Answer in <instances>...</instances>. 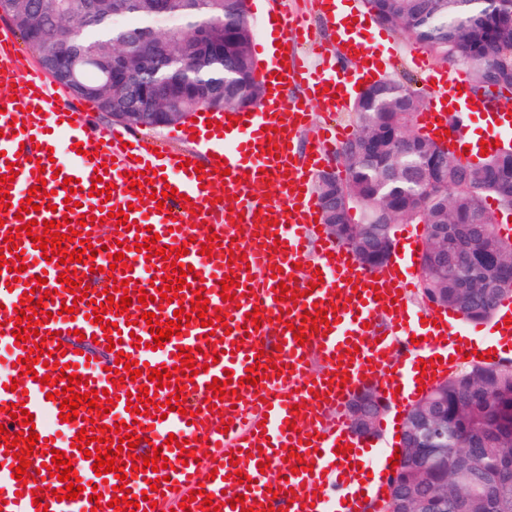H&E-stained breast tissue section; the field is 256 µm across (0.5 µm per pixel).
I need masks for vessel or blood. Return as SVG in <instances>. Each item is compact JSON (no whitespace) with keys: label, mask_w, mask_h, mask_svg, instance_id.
Wrapping results in <instances>:
<instances>
[{"label":"vessel or blood","mask_w":512,"mask_h":512,"mask_svg":"<svg viewBox=\"0 0 512 512\" xmlns=\"http://www.w3.org/2000/svg\"><path fill=\"white\" fill-rule=\"evenodd\" d=\"M349 0H313L317 16L331 22L336 29L338 54L357 55L360 69L357 77L371 82L380 75L379 58L373 46L361 40L363 22L346 14ZM270 36L276 48L258 45V54L268 55L271 64L257 71L256 77L269 85L264 101L255 108L242 110L236 126L211 128L204 149L191 147L190 131H181L179 140L186 149L155 154L153 141L133 133L101 129L92 124L91 108H80L56 99L44 72L34 68L19 72L15 67L12 38L0 35V175L15 171L13 182L1 189L8 192L7 202H0V249H7L6 236L19 227L16 213L24 205L28 191L37 184V159H44L46 188L49 197L43 207L26 213L32 221L31 237L23 238L19 250L23 259L11 260L0 267V350L10 362L9 372L0 375V425L17 435V420L9 416L11 404L25 405L33 416L40 439L32 451L31 462L37 475L27 483L14 476L19 462L6 442L0 441V512H91L89 500L101 493L102 512H116L109 502L117 481L114 473L106 477L93 474L94 457L85 456L74 445L81 429L98 424L99 437L119 422L139 423L135 437V457L152 456L161 448L168 459V480H158L156 472L132 470L124 466L123 483L128 500L137 502L141 512H177L189 492L202 489L210 493L220 512H233L230 501L244 496L246 507L253 512H358L368 497L383 500L387 489L389 454L383 448L382 435L360 436L350 428L348 405L365 388H375L386 402L400 404L414 397L420 384H432L447 366L437 363L434 371L420 372L417 365L444 350L453 359L462 354L490 353L492 358L512 352V298L497 309V329L474 326L471 335L455 330L451 316L426 312L418 327H411L409 292L416 288L414 248L405 247L376 271L364 270L353 251L338 242H330L325 250L311 252L318 233L320 213L314 193V179L323 167L328 145L346 136V129L324 131L312 155L299 156L292 143L309 124L312 108L324 112L338 111L348 92V80L338 73H321L308 65L309 56H324L328 50L314 40L306 18H277L270 24ZM436 88L429 105L420 112L416 123L437 141L463 149L467 145V120L480 105L469 95L459 93L466 84L464 74H436ZM299 85L304 95L289 99L286 86ZM20 119L24 129L13 130L10 122ZM276 145V153H268V145ZM225 161L230 173H215L217 161ZM159 170L163 179L155 181L156 189L170 186L179 195L166 199L164 205L155 200L136 202L130 188L129 172ZM79 179L75 193L62 189L63 178ZM114 183L110 196H90L96 179ZM277 191L269 198L265 185ZM73 197L76 208H67L66 197ZM128 214L127 224L116 223L115 212ZM56 220L60 233L70 228L85 227V241H73V249L82 243L95 250L84 253L81 263L58 265L46 262L41 250L35 249L33 237L42 235L43 221ZM245 225V235L231 237L230 229ZM158 233L159 246L175 249L186 246L180 255L182 265L193 266L198 280L184 300L193 301L194 289H202L211 306L217 307L221 322L203 326L199 317H191L178 336L164 342L162 349H149L153 336L149 325L129 326L128 316L143 311L162 313L171 320L179 302L158 303L154 297L162 286V256L145 257L136 251L125 252L124 261L131 269L124 278L132 283L128 295L133 300L128 315L108 311L107 320L118 329L104 334L91 317L92 307L86 301H75L78 292L97 298L103 290L114 287V280L102 273L108 254L120 252V242L147 238ZM218 236L220 243L212 256L201 253L208 235ZM238 261H230V253ZM78 273L83 281L75 292L61 290L59 274ZM46 275V285L37 286L36 297L53 291L54 298L45 301V311L34 314L38 332L28 342L18 343L13 334L16 310L30 278ZM235 279V300H222L220 282ZM290 288V300H281L278 284ZM147 289L152 300L138 303L140 289ZM183 300V301H184ZM76 302L78 311L62 312L65 302ZM335 306L336 315L329 321H317L315 330L307 331L303 342H296L293 330L304 323V313ZM260 309L259 323L246 319L248 312ZM140 336L143 348L132 345ZM118 341L117 351H109V341ZM43 346L52 354V366L35 363V376L25 373V358L30 348ZM193 348V360L200 371L195 377L180 374L179 347ZM219 358H212V351ZM124 352L138 362L159 369L171 368L172 377L183 390L182 408L168 412L166 418H152L128 411L126 393H138L147 386L155 403L161 404L172 394L171 386L157 388L155 382L141 376L128 380L127 370H120L121 384H113L107 369L114 366L117 352ZM324 365L320 373H311L312 359ZM82 375L77 392L86 388L115 390L118 399L113 410L97 414L88 406L78 408V420L60 419V400L54 399L55 385H44L40 376H58L61 364ZM258 367V384L245 383L247 368ZM232 375L236 396H225L217 407L208 398L213 379ZM195 419H188V412ZM186 440V448L167 445L168 436ZM348 446L345 454L337 453L338 445ZM66 452L72 470L84 478V489L78 499L57 500L65 484L51 476V450ZM192 452L194 459L180 465L181 451ZM269 458L267 469H260V458ZM311 463V470L297 469L298 460ZM375 466L377 479H370L365 468ZM248 475L249 484L233 481L236 472ZM157 487H150V480ZM43 490L45 508L34 506L32 493Z\"/></svg>","instance_id":"vessel-or-blood-1"}]
</instances>
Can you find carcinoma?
Here are the masks:
<instances>
[{
  "instance_id": "carcinoma-1",
  "label": "carcinoma",
  "mask_w": 512,
  "mask_h": 512,
  "mask_svg": "<svg viewBox=\"0 0 512 512\" xmlns=\"http://www.w3.org/2000/svg\"><path fill=\"white\" fill-rule=\"evenodd\" d=\"M380 25L415 40L440 61L463 66L471 91L492 101L512 89V0H363ZM0 8L18 20L29 46L59 67L57 79L69 84L70 61L92 55L104 62L124 55L125 79L145 97L173 88L224 89V96L192 95L171 101L168 112L215 108L238 111L260 104L264 88L255 79L254 27L249 0H0ZM212 25L224 36V53L200 55L197 32ZM93 94L73 93L104 112H131L121 98L120 81L88 83ZM422 96L403 82L380 78L361 89L351 111L358 133L344 142L339 156L343 179L319 175L315 193L322 223L340 225L351 241L358 224L372 225L362 268L376 269L394 250L391 225L424 224L432 240L448 225V263L419 258L420 281L446 309L466 323L492 317L500 301L512 297V240L499 235L497 212L512 214V146L507 144L476 161H463L448 146L410 132L423 109ZM493 197L498 210L487 207ZM357 209L360 222L350 215ZM448 432L454 439L444 467L465 470L470 483L448 512H512V469L491 465L490 455L512 449V361L474 363L445 377L437 395ZM403 436L397 495L429 486H412L417 471L439 475L424 455L411 454Z\"/></svg>"
}]
</instances>
